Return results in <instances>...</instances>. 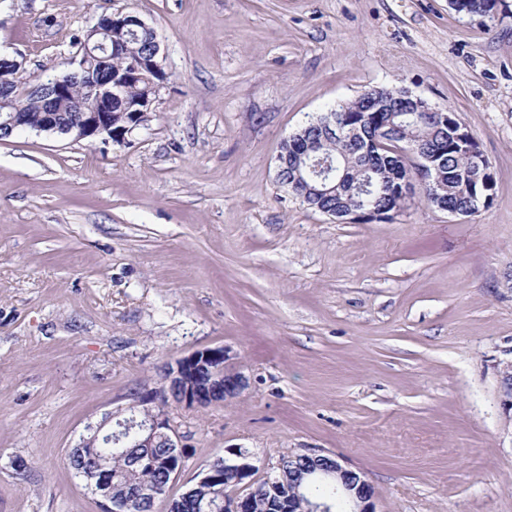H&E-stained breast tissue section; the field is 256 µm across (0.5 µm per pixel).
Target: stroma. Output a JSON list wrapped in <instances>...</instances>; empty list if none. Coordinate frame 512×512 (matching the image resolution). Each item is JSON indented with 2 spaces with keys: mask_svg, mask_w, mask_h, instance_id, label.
<instances>
[{
  "mask_svg": "<svg viewBox=\"0 0 512 512\" xmlns=\"http://www.w3.org/2000/svg\"><path fill=\"white\" fill-rule=\"evenodd\" d=\"M106 11L157 32L147 125L0 140V512H101L68 452L214 347L247 385L168 407L188 455L154 512L228 448L332 452L377 512H512V0H0V56L55 76ZM373 86L456 113L489 207L337 224L288 194L283 142Z\"/></svg>",
  "mask_w": 512,
  "mask_h": 512,
  "instance_id": "1",
  "label": "stroma"
}]
</instances>
